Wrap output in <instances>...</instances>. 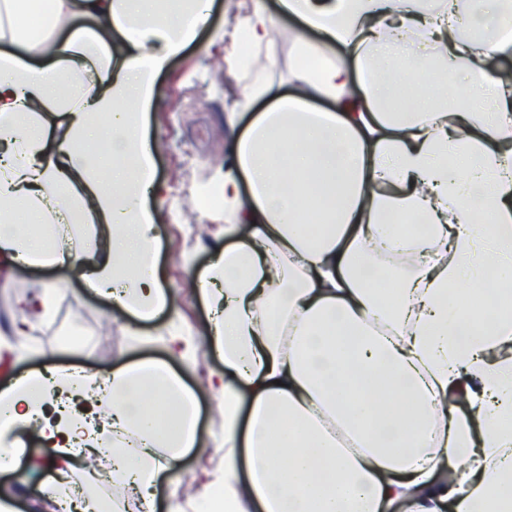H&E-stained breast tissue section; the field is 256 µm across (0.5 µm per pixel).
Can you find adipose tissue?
Listing matches in <instances>:
<instances>
[{"label": "adipose tissue", "instance_id": "ef3b65f1", "mask_svg": "<svg viewBox=\"0 0 512 512\" xmlns=\"http://www.w3.org/2000/svg\"><path fill=\"white\" fill-rule=\"evenodd\" d=\"M232 25L231 74L296 18L286 84L258 76L212 183L229 246L198 275L224 363V471L194 512H512V0H278ZM209 0H0V262L79 265L114 307L176 315L155 259V79ZM319 41L306 38V31ZM84 227L92 245L59 246ZM485 293L482 307L469 297ZM198 394L168 364L36 371L0 390V474L35 427L64 479L112 458L155 507Z\"/></svg>", "mask_w": 512, "mask_h": 512}]
</instances>
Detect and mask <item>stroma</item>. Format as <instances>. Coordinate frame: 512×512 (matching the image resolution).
<instances>
[{
    "instance_id": "stroma-1",
    "label": "stroma",
    "mask_w": 512,
    "mask_h": 512,
    "mask_svg": "<svg viewBox=\"0 0 512 512\" xmlns=\"http://www.w3.org/2000/svg\"><path fill=\"white\" fill-rule=\"evenodd\" d=\"M257 0H214L209 27L174 57L157 78V94L147 112L146 134L153 151L155 180L163 192L156 208L158 260L163 281L177 304L176 317L160 315L148 322L114 309L104 298L88 292L77 269L21 267L0 276V342L10 346L12 358L0 365V384L31 370L83 368L99 373L147 359L169 362L185 383L203 391L200 426L209 444L206 455L188 454L176 486L160 489L161 502L170 498L189 505L201 500L212 476L224 469V420L216 395L205 392L211 373L222 371L221 361L200 349L193 365L171 352L175 334L202 330L208 319L196 276L225 244L224 213L201 203L198 192L222 169L230 154L228 112L235 83L224 65V24L251 9ZM56 282L62 294L51 321L13 333L23 314L17 295ZM26 469L25 485L13 498L18 512H51L39 486L57 465L45 445L28 431H20Z\"/></svg>"
}]
</instances>
